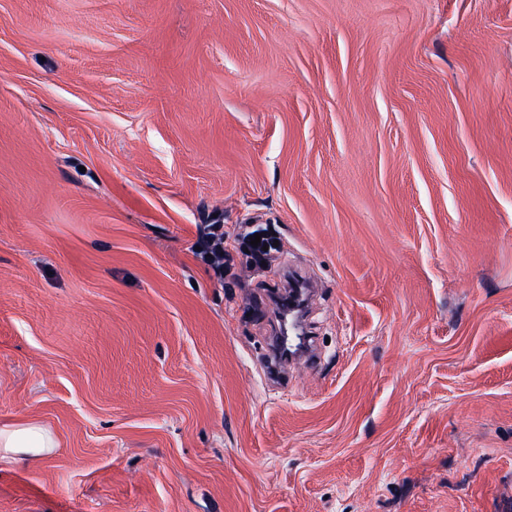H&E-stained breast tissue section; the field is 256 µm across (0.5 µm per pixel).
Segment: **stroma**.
Wrapping results in <instances>:
<instances>
[{
	"instance_id": "35a3bbf8",
	"label": "stroma",
	"mask_w": 512,
	"mask_h": 512,
	"mask_svg": "<svg viewBox=\"0 0 512 512\" xmlns=\"http://www.w3.org/2000/svg\"><path fill=\"white\" fill-rule=\"evenodd\" d=\"M292 278L322 358L276 387ZM25 421L0 512H512V0H0ZM259 234L261 235V242L258 243L257 247H253L251 245L250 236ZM239 246L245 252V249H248V252H245L247 256H249L252 262L256 264H262V261H266L267 251L263 250V246H268L269 248V233L266 230H257L255 232L249 233L244 236H239ZM57 446L52 432L38 422L0 428V464L9 465L20 459L38 463Z\"/></svg>"
}]
</instances>
